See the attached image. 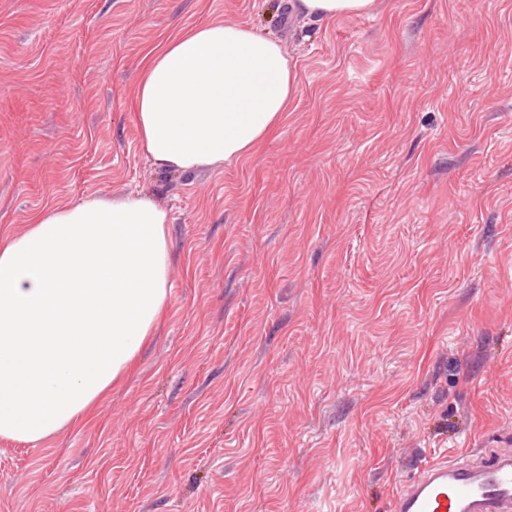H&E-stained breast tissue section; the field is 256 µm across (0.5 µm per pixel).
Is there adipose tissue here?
<instances>
[{
    "mask_svg": "<svg viewBox=\"0 0 512 512\" xmlns=\"http://www.w3.org/2000/svg\"><path fill=\"white\" fill-rule=\"evenodd\" d=\"M376 5L297 0L318 20ZM297 90L277 40L244 24H200L144 61L140 148L162 171L244 159L279 128ZM169 222L149 195L94 193L0 235V439L38 443L73 427L133 367L169 303Z\"/></svg>",
    "mask_w": 512,
    "mask_h": 512,
    "instance_id": "1",
    "label": "adipose tissue"
}]
</instances>
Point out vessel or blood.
<instances>
[{
  "instance_id": "obj_1",
  "label": "vessel or blood",
  "mask_w": 512,
  "mask_h": 512,
  "mask_svg": "<svg viewBox=\"0 0 512 512\" xmlns=\"http://www.w3.org/2000/svg\"><path fill=\"white\" fill-rule=\"evenodd\" d=\"M391 512H512V452L495 450L474 464L440 460L398 488Z\"/></svg>"
}]
</instances>
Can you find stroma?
<instances>
[{"instance_id":"obj_1","label":"stroma","mask_w":512,"mask_h":512,"mask_svg":"<svg viewBox=\"0 0 512 512\" xmlns=\"http://www.w3.org/2000/svg\"><path fill=\"white\" fill-rule=\"evenodd\" d=\"M209 20L299 91L248 158L160 172L140 61ZM131 189L170 211V307L79 424L0 440V512H390L512 437V0H0V234ZM297 8L308 18L334 20L371 15L377 0H295Z\"/></svg>"}]
</instances>
